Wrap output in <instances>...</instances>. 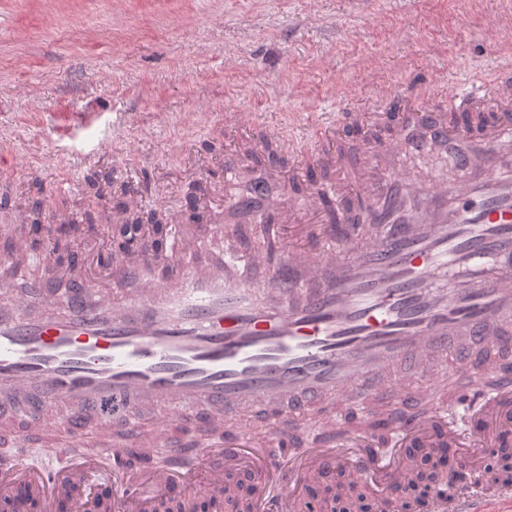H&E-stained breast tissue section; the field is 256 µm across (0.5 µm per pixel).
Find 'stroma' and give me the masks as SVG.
<instances>
[{"mask_svg":"<svg viewBox=\"0 0 512 512\" xmlns=\"http://www.w3.org/2000/svg\"><path fill=\"white\" fill-rule=\"evenodd\" d=\"M490 18L512 34V0H0V198L29 215L65 177L41 154L108 141L55 209L97 216L126 184L170 214L195 185L223 202L225 113L297 140L378 76L462 91L512 55Z\"/></svg>","mask_w":512,"mask_h":512,"instance_id":"stroma-1","label":"stroma"}]
</instances>
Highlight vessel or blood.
Masks as SVG:
<instances>
[{
	"mask_svg": "<svg viewBox=\"0 0 512 512\" xmlns=\"http://www.w3.org/2000/svg\"><path fill=\"white\" fill-rule=\"evenodd\" d=\"M383 116L347 104L284 144L286 170L258 180L265 159L252 112H228L239 138L224 156L233 184H256L258 201L175 213L168 243L103 256L107 279H131L115 296L99 290L88 258L96 236L69 261L57 291L31 280L37 265L26 228L10 225L0 254V415L39 429L56 471L0 455V500L26 512H153L191 486L186 504L221 500L229 475L250 480L261 512H298L304 491L365 482L395 492L424 457L464 450L473 478L449 480L426 512H512V486L483 465L512 444V381L475 346L512 345V66L477 78L461 94L382 92ZM437 155L452 184L423 183L402 165ZM236 212L255 233L274 232L282 261L263 281L262 250H241ZM218 237L220 263L199 255ZM427 375L420 411L379 416L367 398L411 392L398 370ZM477 391L468 420L449 405ZM166 407L157 427L205 419V439L169 459L123 466L125 436L140 409ZM266 415L255 442L236 416ZM97 447L88 450V438Z\"/></svg>",
	"mask_w": 512,
	"mask_h": 512,
	"instance_id": "vessel-or-blood-1",
	"label": "vessel or blood"
}]
</instances>
